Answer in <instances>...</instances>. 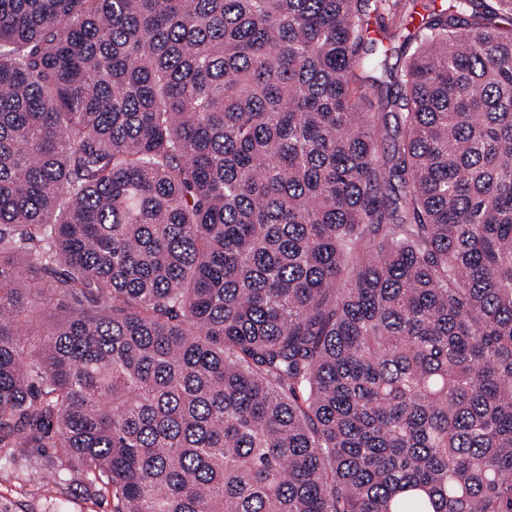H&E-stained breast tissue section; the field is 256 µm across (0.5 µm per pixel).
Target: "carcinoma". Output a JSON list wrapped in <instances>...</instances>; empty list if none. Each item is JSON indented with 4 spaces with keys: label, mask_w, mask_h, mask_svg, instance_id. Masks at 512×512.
Segmentation results:
<instances>
[{
    "label": "carcinoma",
    "mask_w": 512,
    "mask_h": 512,
    "mask_svg": "<svg viewBox=\"0 0 512 512\" xmlns=\"http://www.w3.org/2000/svg\"><path fill=\"white\" fill-rule=\"evenodd\" d=\"M406 2L0 0V449L47 493L512 512V0Z\"/></svg>",
    "instance_id": "carcinoma-1"
}]
</instances>
